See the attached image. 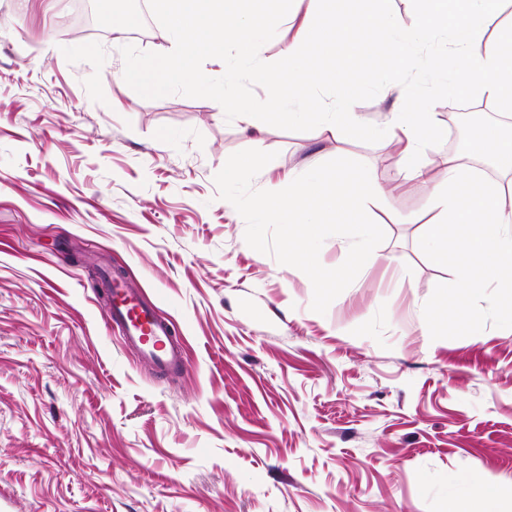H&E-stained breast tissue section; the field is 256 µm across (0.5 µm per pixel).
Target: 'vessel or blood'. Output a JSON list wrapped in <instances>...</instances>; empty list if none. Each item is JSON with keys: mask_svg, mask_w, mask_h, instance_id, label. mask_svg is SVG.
<instances>
[{"mask_svg": "<svg viewBox=\"0 0 512 512\" xmlns=\"http://www.w3.org/2000/svg\"><path fill=\"white\" fill-rule=\"evenodd\" d=\"M107 322L118 327L125 344L136 347L143 361L162 371L182 368V351L171 343L168 326L124 280L112 282Z\"/></svg>", "mask_w": 512, "mask_h": 512, "instance_id": "obj_1", "label": "vessel or blood"}]
</instances>
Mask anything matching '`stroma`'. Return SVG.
Returning <instances> with one entry per match:
<instances>
[{
  "mask_svg": "<svg viewBox=\"0 0 512 512\" xmlns=\"http://www.w3.org/2000/svg\"><path fill=\"white\" fill-rule=\"evenodd\" d=\"M77 0H0V496L7 512H449L475 479L512 512V335L431 339L423 306L454 279L418 241L455 138L400 182L367 91L339 142L276 120L244 129L209 84L124 70L167 46L157 14L75 35ZM275 152L276 189L337 157L373 169L387 261L325 314L300 270L250 248L214 182L240 150ZM141 290L185 366L142 363L106 328L105 272Z\"/></svg>",
  "mask_w": 512,
  "mask_h": 512,
  "instance_id": "obj_1",
  "label": "stroma"
}]
</instances>
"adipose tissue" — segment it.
<instances>
[{
  "mask_svg": "<svg viewBox=\"0 0 512 512\" xmlns=\"http://www.w3.org/2000/svg\"><path fill=\"white\" fill-rule=\"evenodd\" d=\"M155 0L171 26L172 38L157 55L123 74L125 82L147 78L165 86L195 75L199 61L222 54L232 43L236 70L225 72L219 94L226 112L244 127H257L271 114L282 123L311 120L318 131L342 141L358 125L355 105L364 91L387 94L411 74L428 71L444 93L462 92L490 99L512 115V20L502 19L499 0H408L412 24L396 14L368 6L367 0ZM285 27L286 47L276 66L260 65L268 27ZM454 62L445 72V62ZM326 75L338 98L326 108L313 94L315 78ZM264 86L263 98L244 102L234 95L236 79ZM435 99L406 94L391 113L390 143L407 181H430L424 161L438 133Z\"/></svg>",
  "mask_w": 512,
  "mask_h": 512,
  "instance_id": "ef3b65f1",
  "label": "adipose tissue"
}]
</instances>
